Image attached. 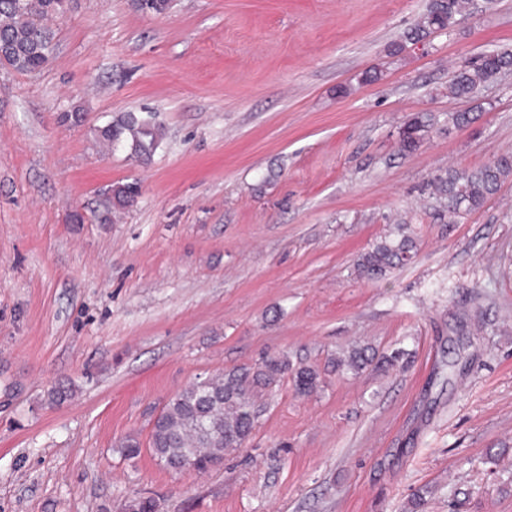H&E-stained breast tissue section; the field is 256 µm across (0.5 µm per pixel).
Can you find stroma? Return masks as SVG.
I'll use <instances>...</instances> for the list:
<instances>
[{"instance_id":"1","label":"stroma","mask_w":512,"mask_h":512,"mask_svg":"<svg viewBox=\"0 0 512 512\" xmlns=\"http://www.w3.org/2000/svg\"><path fill=\"white\" fill-rule=\"evenodd\" d=\"M426 3L67 0L41 70L0 66V512H512V179L454 221L429 197L512 152V71L447 94L461 55L512 47V0L402 45ZM121 112L163 125L150 160L101 152ZM418 112L435 124L402 154ZM398 222L416 260L358 278ZM354 344L404 356L337 367ZM282 354L314 392L256 396L219 467L153 458L175 393ZM109 189L112 191V195L107 198L113 209L132 205L140 194V185L137 181L113 184Z\"/></svg>"}]
</instances>
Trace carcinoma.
Wrapping results in <instances>:
<instances>
[{"label":"carcinoma","instance_id":"1","mask_svg":"<svg viewBox=\"0 0 512 512\" xmlns=\"http://www.w3.org/2000/svg\"><path fill=\"white\" fill-rule=\"evenodd\" d=\"M472 0H428L425 12L405 41L416 43L432 33L452 29L471 11ZM64 12L60 0H0V53L11 59L12 69L32 73L42 69L52 50L53 34L45 20ZM512 70V50H495L463 59L448 80V97L472 100L488 85ZM434 118L415 116L404 124L400 151L410 154L424 142ZM107 153L124 148L136 158H150L163 139V128L152 116L125 112L97 129ZM512 177V154L471 169H449L432 181L433 195L443 211L461 217L482 208L489 197ZM114 209L132 205L140 194L138 182L110 187ZM418 245L410 225L398 224L388 235L359 255L355 269L369 281L384 279L392 270L408 264ZM365 346L349 349L338 365L359 372L373 362ZM292 374L300 394L311 393L319 383L312 366L291 367L288 356H267L254 370L230 371L192 382L168 400L153 422L149 450L166 468L178 471L187 461L197 471L224 462V451L244 446L256 420L254 391L271 388ZM156 501L134 498L125 512H156Z\"/></svg>","mask_w":512,"mask_h":512}]
</instances>
